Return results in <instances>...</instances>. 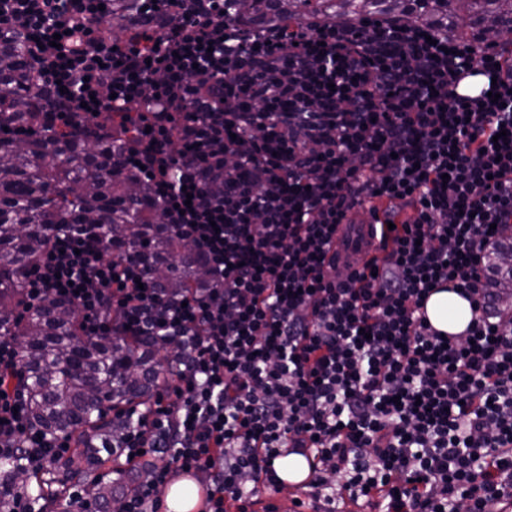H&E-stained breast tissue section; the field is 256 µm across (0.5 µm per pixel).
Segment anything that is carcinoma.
<instances>
[{
	"instance_id": "1",
	"label": "carcinoma",
	"mask_w": 512,
	"mask_h": 512,
	"mask_svg": "<svg viewBox=\"0 0 512 512\" xmlns=\"http://www.w3.org/2000/svg\"><path fill=\"white\" fill-rule=\"evenodd\" d=\"M138 10L137 0H112L110 16L125 28ZM462 10L469 34L458 30ZM224 11V21L252 29L399 18L475 45L512 34V0H224ZM28 58L26 41L0 33V339L20 348L29 427L47 440H64L71 451H48L23 466L0 453V512H31L20 485L31 489L36 512L71 507L83 501L69 484L72 475L104 468L117 478L95 481L97 509L111 512L112 500L152 465L146 459L128 472L114 468L125 452L122 438L135 425L131 412L166 384L177 356L158 357L165 345L153 336H91L64 300L22 315L24 281L61 232L93 224L110 239L113 263L143 265L167 293L181 296L207 283L201 260L163 222L148 185L121 162L127 141L112 137L110 124L97 137L57 131ZM509 251L506 238L489 256L494 288L512 283V267L498 263Z\"/></svg>"
}]
</instances>
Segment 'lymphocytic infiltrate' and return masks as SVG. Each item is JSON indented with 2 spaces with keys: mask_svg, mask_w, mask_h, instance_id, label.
I'll list each match as a JSON object with an SVG mask.
<instances>
[{
  "mask_svg": "<svg viewBox=\"0 0 512 512\" xmlns=\"http://www.w3.org/2000/svg\"><path fill=\"white\" fill-rule=\"evenodd\" d=\"M140 2L118 44L110 0H0L47 111L133 134L128 163L208 271L168 295L87 225L30 274L27 304L63 298L86 332L181 352L123 443L166 460L115 512H157L180 471L206 486L205 512H248L282 491L284 452L312 459L306 493L330 505L512 512V295L486 274L512 231V58L397 18L253 34L224 0ZM476 75L490 92L461 95ZM376 199L394 225L382 254L338 270L337 230ZM444 288L473 311L448 341L425 313ZM16 363L1 339L0 447L33 454Z\"/></svg>",
  "mask_w": 512,
  "mask_h": 512,
  "instance_id": "obj_1",
  "label": "lymphocytic infiltrate"
}]
</instances>
